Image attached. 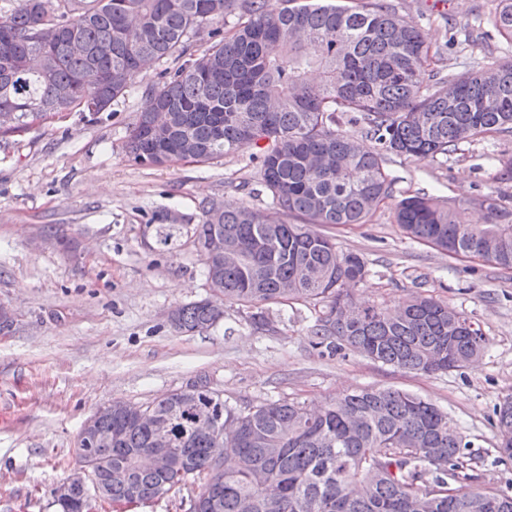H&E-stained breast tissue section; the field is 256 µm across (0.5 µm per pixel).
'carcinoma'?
<instances>
[{"label": "carcinoma", "mask_w": 512, "mask_h": 512, "mask_svg": "<svg viewBox=\"0 0 512 512\" xmlns=\"http://www.w3.org/2000/svg\"><path fill=\"white\" fill-rule=\"evenodd\" d=\"M236 24L224 30L227 14ZM55 22L65 34L49 50L46 73L25 72L17 62L39 50V32ZM209 28L208 46L195 49L194 32ZM493 28L512 41V0H499ZM0 106L29 119L74 109L95 117L109 112L133 78L173 58L160 72L129 133L127 155L153 165L150 127L163 119L171 143L187 136L196 161L205 163L253 149L259 184L299 224H283L249 207L212 213L201 203L197 243L205 275L213 265V237L234 242L238 258L224 261L216 291L224 300L259 308L283 299L326 303L312 335L318 344L348 347L369 359L413 373L461 368L483 349L458 330L460 312L420 293L402 303L404 313L357 307L347 288L366 275L364 259L341 254L324 224H365L393 197L385 171L390 154L420 158L451 155L463 143L512 133V62L445 73L444 52L431 50L416 23L388 0H13L0 10ZM65 86L70 98L58 89ZM361 124L375 143L369 149L339 128V119ZM484 222L463 224L456 205L431 196L396 202L395 221L411 238L450 256L481 252L482 235L503 240L488 262L512 268V209L489 195ZM221 312L203 301L176 308L175 330L204 332ZM183 420L174 435L179 449L170 468L138 465L152 437L124 412L98 426L112 437L93 451L88 473L67 477L72 498L57 512H81L87 475L107 468L112 500L142 502L190 478L221 485L217 508L201 512H503L512 490H474L465 473L471 442L448 435V416L435 405L398 389L344 394L320 412L284 400L242 412L202 387L179 391L146 406ZM198 411L223 412L238 421L234 438L219 443L192 430ZM500 440L512 448V402L496 410ZM231 454L222 473L209 464L215 449ZM455 483L456 496L448 498Z\"/></svg>", "instance_id": "obj_1"}]
</instances>
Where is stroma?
Listing matches in <instances>:
<instances>
[{
    "instance_id": "1",
    "label": "stroma",
    "mask_w": 512,
    "mask_h": 512,
    "mask_svg": "<svg viewBox=\"0 0 512 512\" xmlns=\"http://www.w3.org/2000/svg\"><path fill=\"white\" fill-rule=\"evenodd\" d=\"M392 2L431 46L455 30L452 71L512 59V42L501 36L483 50L466 43L489 30L495 0ZM156 81L155 71L138 74L99 120L67 112L0 133V305L13 312L12 326L0 331V512H56L52 490L75 469L77 435L99 408L115 400L147 405L199 380L242 411L275 400L314 409L366 387L416 394L471 441L474 488L512 486V460L500 457L494 425L496 406L512 396V269L411 240L393 217L395 200L416 193L468 212L475 198L492 194L511 208L512 136H489L447 157L388 156L392 199L367 223L322 228L338 251L366 261L355 302L391 311L418 290L480 327L485 344L475 364L409 373L317 345L311 329L324 304L264 305L269 328L261 331L251 308L206 288L194 235L202 201L289 224L296 218L276 213L259 191L249 151L208 163L133 162L125 142ZM164 224L173 235L166 247L158 242ZM201 299L221 304V320L200 334L175 331L170 311ZM201 485L190 479L134 505L94 498L91 510L189 512Z\"/></svg>"
}]
</instances>
